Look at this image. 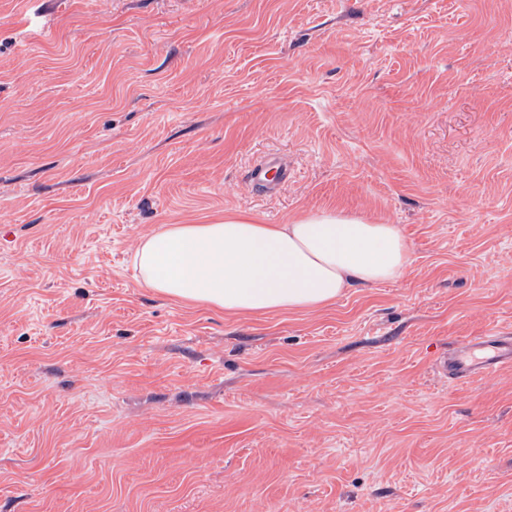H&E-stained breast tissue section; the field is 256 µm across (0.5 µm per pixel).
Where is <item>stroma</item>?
<instances>
[{"mask_svg":"<svg viewBox=\"0 0 512 512\" xmlns=\"http://www.w3.org/2000/svg\"><path fill=\"white\" fill-rule=\"evenodd\" d=\"M287 160L272 195L244 175ZM335 209L398 280L229 316L166 224ZM512 0H0V512H512ZM512 367V335L492 331L473 336L441 357L439 370L448 384L466 386Z\"/></svg>","mask_w":512,"mask_h":512,"instance_id":"stroma-1","label":"stroma"}]
</instances>
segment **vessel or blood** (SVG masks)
<instances>
[{
  "mask_svg": "<svg viewBox=\"0 0 512 512\" xmlns=\"http://www.w3.org/2000/svg\"><path fill=\"white\" fill-rule=\"evenodd\" d=\"M290 171L277 157L251 166L247 183L255 190L271 194L287 182ZM512 367V335L492 331L473 336L441 357L439 370L450 385L466 386Z\"/></svg>",
  "mask_w": 512,
  "mask_h": 512,
  "instance_id": "1",
  "label": "vessel or blood"
}]
</instances>
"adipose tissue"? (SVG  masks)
I'll list each match as a JSON object with an SVG mask.
<instances>
[{"label":"adipose tissue","mask_w":512,"mask_h":512,"mask_svg":"<svg viewBox=\"0 0 512 512\" xmlns=\"http://www.w3.org/2000/svg\"><path fill=\"white\" fill-rule=\"evenodd\" d=\"M141 282L228 315L315 310L344 289L400 279L409 244L397 225L338 210L265 224L248 213L167 224L133 254Z\"/></svg>","instance_id":"ef3b65f1"}]
</instances>
